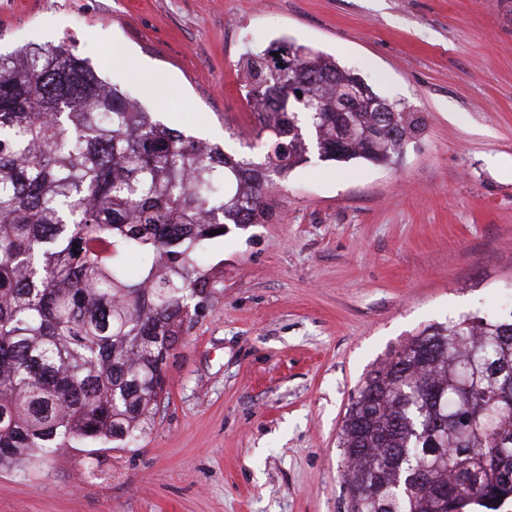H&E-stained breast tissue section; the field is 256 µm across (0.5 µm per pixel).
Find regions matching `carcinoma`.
<instances>
[{
  "instance_id": "1",
  "label": "carcinoma",
  "mask_w": 512,
  "mask_h": 512,
  "mask_svg": "<svg viewBox=\"0 0 512 512\" xmlns=\"http://www.w3.org/2000/svg\"><path fill=\"white\" fill-rule=\"evenodd\" d=\"M272 153L257 166L151 119L74 49L0 55V465L132 442L208 301L209 241L262 224L265 174L388 163L426 127L307 47L240 62ZM302 96H297V93ZM131 251L154 256L127 277ZM350 512L512 503V311L424 327L357 384L339 434Z\"/></svg>"
}]
</instances>
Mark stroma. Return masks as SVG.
Returning a JSON list of instances; mask_svg holds the SVG:
<instances>
[{"label":"stroma","mask_w":512,"mask_h":512,"mask_svg":"<svg viewBox=\"0 0 512 512\" xmlns=\"http://www.w3.org/2000/svg\"><path fill=\"white\" fill-rule=\"evenodd\" d=\"M64 41L153 120L257 164L237 62L283 42L427 124L388 164L309 153L268 222L227 225L151 429L0 466V512H348L359 381L426 325L512 307V0H0V54Z\"/></svg>","instance_id":"35a3bbf8"}]
</instances>
